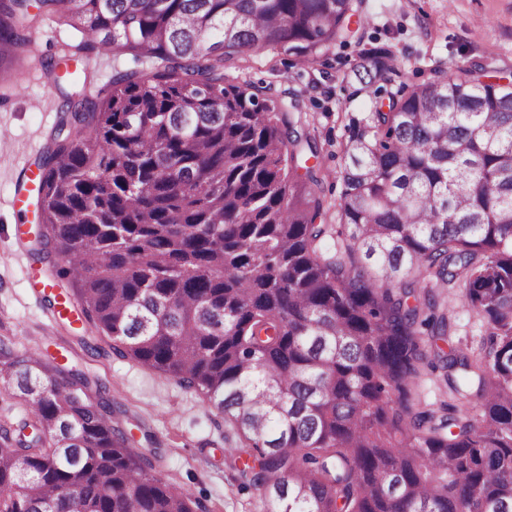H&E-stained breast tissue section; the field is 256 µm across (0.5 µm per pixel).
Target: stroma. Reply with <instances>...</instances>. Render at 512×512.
I'll list each match as a JSON object with an SVG mask.
<instances>
[{
	"label": "stroma",
	"instance_id": "1",
	"mask_svg": "<svg viewBox=\"0 0 512 512\" xmlns=\"http://www.w3.org/2000/svg\"><path fill=\"white\" fill-rule=\"evenodd\" d=\"M358 10L368 19L365 39L390 45L396 54L391 90L420 83L433 67L450 72L478 62L512 70V0H361ZM32 31L31 42L0 66V338L10 339L17 353L36 350L99 379L112 402L113 425L132 435L155 473L186 490L193 512H264L258 493L239 486L227 453L236 444L233 429L202 395L115 356L111 339L87 322L78 305L57 314L59 301L73 297L75 287L48 276L34 256L37 190L25 177L37 173L69 95L104 100L114 67L131 61L118 52L77 49L70 28L47 13L36 16ZM357 51L353 42L333 44L311 69L281 49L224 65L226 81L262 87L270 106L299 100L302 120L321 146L319 195L331 224L341 191L345 117L371 106L345 79ZM448 304L453 342L478 351L483 321L458 290H451Z\"/></svg>",
	"mask_w": 512,
	"mask_h": 512
}]
</instances>
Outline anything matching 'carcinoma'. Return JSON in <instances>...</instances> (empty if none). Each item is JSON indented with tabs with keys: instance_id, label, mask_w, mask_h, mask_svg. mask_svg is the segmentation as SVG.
Wrapping results in <instances>:
<instances>
[{
	"instance_id": "carcinoma-1",
	"label": "carcinoma",
	"mask_w": 512,
	"mask_h": 512,
	"mask_svg": "<svg viewBox=\"0 0 512 512\" xmlns=\"http://www.w3.org/2000/svg\"><path fill=\"white\" fill-rule=\"evenodd\" d=\"M39 4L77 48L135 64L71 102L39 165V253L65 258L113 353L224 416L265 512H512V84L467 65L392 93L393 51L361 49L351 79L375 105L347 118L326 224L316 142L224 62L280 48L310 67L352 0ZM27 8L0 0V61ZM436 288L485 323L478 353L437 344ZM423 364L479 419L413 402ZM0 381L32 429L0 424V512H192L82 371L0 339Z\"/></svg>"
}]
</instances>
